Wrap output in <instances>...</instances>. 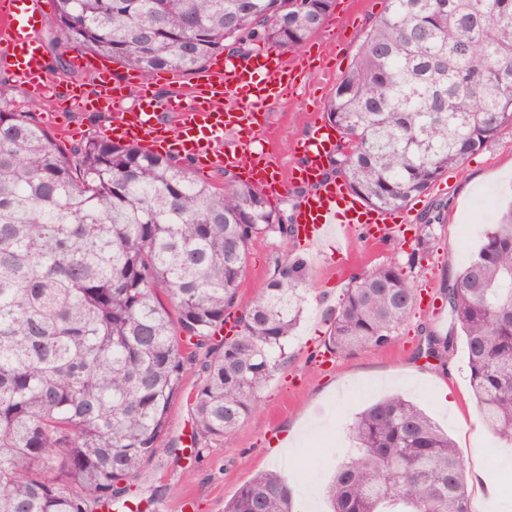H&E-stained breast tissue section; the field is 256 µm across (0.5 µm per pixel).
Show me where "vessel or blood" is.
<instances>
[{"instance_id": "1", "label": "vessel or blood", "mask_w": 512, "mask_h": 512, "mask_svg": "<svg viewBox=\"0 0 512 512\" xmlns=\"http://www.w3.org/2000/svg\"><path fill=\"white\" fill-rule=\"evenodd\" d=\"M46 0H0V56L7 58L16 80L31 94L53 93L48 64L34 33L43 22ZM73 66L97 73L100 100L119 101L130 78L116 73L99 59L76 57ZM303 74L297 60L271 52L251 60L216 57L192 80L172 89L166 99L154 90L141 92L133 109H113L108 138L128 141L149 150L191 158L203 171L234 168L269 198H276L288 182L311 186L299 207L297 231L305 246L320 248L326 238L365 227L371 239L397 232L390 211L369 208L340 181H324L325 161L336 148L328 125L314 123L303 144L302 156L289 180L278 177L268 149L257 138L261 112L296 87Z\"/></svg>"}]
</instances>
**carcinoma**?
I'll return each mask as SVG.
<instances>
[{"label":"carcinoma","instance_id":"obj_1","mask_svg":"<svg viewBox=\"0 0 512 512\" xmlns=\"http://www.w3.org/2000/svg\"><path fill=\"white\" fill-rule=\"evenodd\" d=\"M66 39L144 77L191 76L212 58L294 52L334 0H56ZM0 86V512H97L129 482L186 402L197 436L224 440L283 365L308 280L295 257L215 341L237 303L251 242L292 226L252 185L199 178L187 158L89 137L62 148ZM343 138L332 171L369 207L402 210L512 128V0H388L326 112ZM487 428L512 444V208L442 289ZM394 263L344 289L323 336L348 355L387 345L415 302ZM203 378L185 393L188 366ZM354 454L332 512H469L452 439L389 396L349 427ZM224 512H297L275 473Z\"/></svg>","mask_w":512,"mask_h":512}]
</instances>
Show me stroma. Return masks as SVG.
<instances>
[{
    "instance_id": "1",
    "label": "stroma",
    "mask_w": 512,
    "mask_h": 512,
    "mask_svg": "<svg viewBox=\"0 0 512 512\" xmlns=\"http://www.w3.org/2000/svg\"><path fill=\"white\" fill-rule=\"evenodd\" d=\"M386 7L387 0L358 5L335 0L322 28L302 46V53L319 56L321 69L307 73L293 94L274 102L265 114L266 123L278 131L273 150L281 173L296 165L312 123L325 120L337 84ZM511 200L512 130H506L411 200L405 214L414 230L407 237L377 244L359 229L338 255L327 245L317 254L304 252L294 237L255 239L234 315H241L255 291L294 256L303 257L310 273L300 323L285 346V363L261 391L256 411L228 439L204 442L200 455L186 449L195 428L190 408L183 402L173 408L161 448L129 489L130 497L140 500L141 512H224L245 482L274 470L284 430L307 418L322 426L295 448L289 479L326 484L350 452L353 416L373 399L396 392L417 402L454 442H465L466 465L481 462L496 478L501 495L512 500V466L501 462L506 446L486 431L467 441L460 434L458 414L471 416L476 410L463 345L434 357L419 352L428 332L443 336L451 331L448 308L439 297L442 285L468 263L471 244L480 243L498 222L500 205ZM440 202L446 205L441 222L424 230L426 214ZM390 262L400 266L415 288L430 289L433 307H413L388 345L322 364L327 315L343 288L353 276ZM445 388L450 394L444 399L440 393Z\"/></svg>"
}]
</instances>
